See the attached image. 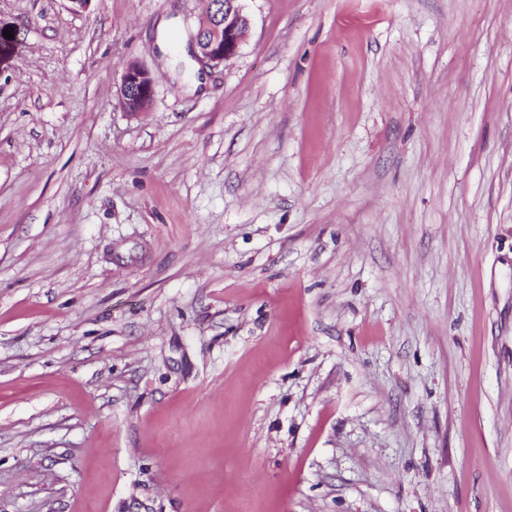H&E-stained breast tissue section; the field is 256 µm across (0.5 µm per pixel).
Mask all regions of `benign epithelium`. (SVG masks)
I'll list each match as a JSON object with an SVG mask.
<instances>
[{
	"label": "benign epithelium",
	"mask_w": 512,
	"mask_h": 512,
	"mask_svg": "<svg viewBox=\"0 0 512 512\" xmlns=\"http://www.w3.org/2000/svg\"><path fill=\"white\" fill-rule=\"evenodd\" d=\"M208 9L191 39L195 44L194 57L203 67H217L235 57L246 42L250 19L244 0H207ZM155 92V80L150 70L128 63L117 87L118 106L129 114L145 111Z\"/></svg>",
	"instance_id": "benign-epithelium-1"
}]
</instances>
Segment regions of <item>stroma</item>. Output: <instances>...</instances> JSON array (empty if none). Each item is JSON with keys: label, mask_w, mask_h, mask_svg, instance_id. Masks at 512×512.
I'll return each mask as SVG.
<instances>
[{"label": "stroma", "mask_w": 512, "mask_h": 512, "mask_svg": "<svg viewBox=\"0 0 512 512\" xmlns=\"http://www.w3.org/2000/svg\"><path fill=\"white\" fill-rule=\"evenodd\" d=\"M244 5L0 0V512H512V0ZM207 0L208 8L191 39L194 57L202 67H217L235 57L246 42L250 19L244 0ZM155 92V80L150 70L135 63H128L117 87L118 106L129 114L144 112L151 104Z\"/></svg>", "instance_id": "1"}]
</instances>
